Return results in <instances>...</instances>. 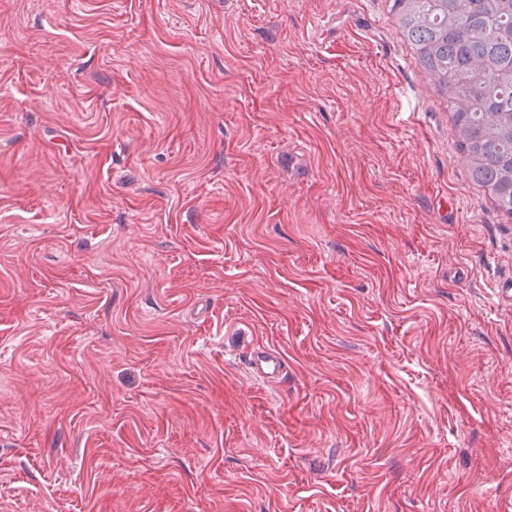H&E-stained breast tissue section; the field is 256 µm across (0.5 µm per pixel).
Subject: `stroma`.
Here are the masks:
<instances>
[{
    "instance_id": "stroma-1",
    "label": "stroma",
    "mask_w": 512,
    "mask_h": 512,
    "mask_svg": "<svg viewBox=\"0 0 512 512\" xmlns=\"http://www.w3.org/2000/svg\"><path fill=\"white\" fill-rule=\"evenodd\" d=\"M507 281L391 0H0V512H512ZM246 366L253 378L264 382L282 381L288 374L284 355L264 344H255L248 349Z\"/></svg>"
}]
</instances>
